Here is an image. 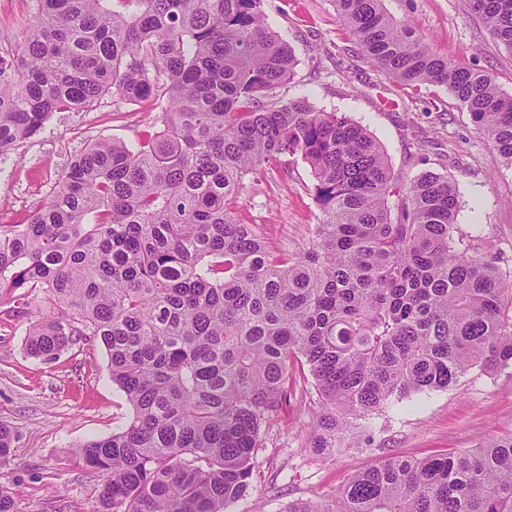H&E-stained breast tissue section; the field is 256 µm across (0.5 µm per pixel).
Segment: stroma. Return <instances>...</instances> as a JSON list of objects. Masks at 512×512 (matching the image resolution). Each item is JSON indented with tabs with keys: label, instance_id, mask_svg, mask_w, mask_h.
Listing matches in <instances>:
<instances>
[{
	"label": "stroma",
	"instance_id": "1",
	"mask_svg": "<svg viewBox=\"0 0 512 512\" xmlns=\"http://www.w3.org/2000/svg\"><path fill=\"white\" fill-rule=\"evenodd\" d=\"M37 0H0V52H14ZM441 56L494 75L512 94V51L491 36L470 0H384ZM271 30L292 49L296 64L276 88L277 104L305 98L321 112L345 114L382 145L398 182L424 172L452 176L457 223L479 235L512 275V167L476 130L446 88L412 91L379 72L341 24L335 0H264ZM160 107L110 93L82 112H57L36 135L0 155V224L38 211L57 190L73 159L99 140L134 143L156 131ZM315 180L300 156L248 174L238 219L256 225L271 249L296 254L321 220ZM48 306L44 294L23 302L0 294V421L17 435L13 457L0 465V488L12 492L14 512H98L101 473L75 450L111 435L129 412L110 379L100 343L77 341L58 359L26 351L27 334ZM317 396L294 399L285 421L265 436L246 492L227 512H287L297 500L327 499L360 470L388 455L420 458L484 445L512 432V368L474 369L456 387L414 394L385 415L370 416L352 447L331 457L305 444Z\"/></svg>",
	"mask_w": 512,
	"mask_h": 512
}]
</instances>
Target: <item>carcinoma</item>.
Returning a JSON list of instances; mask_svg holds the SVG:
<instances>
[{"label": "carcinoma", "mask_w": 512, "mask_h": 512, "mask_svg": "<svg viewBox=\"0 0 512 512\" xmlns=\"http://www.w3.org/2000/svg\"><path fill=\"white\" fill-rule=\"evenodd\" d=\"M470 2L512 51V0ZM262 5L39 0L18 54L0 52V155L107 93L165 103L158 132L91 144L39 211L0 224V289L48 293L29 354L101 342L130 405L78 446L106 476L99 512H224L302 381L320 406L307 448L326 457L362 418L476 367L512 368V276L459 229L454 180L415 177L394 217L391 167L363 126L306 98L269 105L295 58ZM336 10L378 70L447 87L512 166V95L494 78L436 54L383 0ZM285 154L310 166L322 213L291 256L234 215L244 176ZM15 441L0 422V465ZM288 512H512V433L386 456Z\"/></svg>", "instance_id": "obj_1"}]
</instances>
